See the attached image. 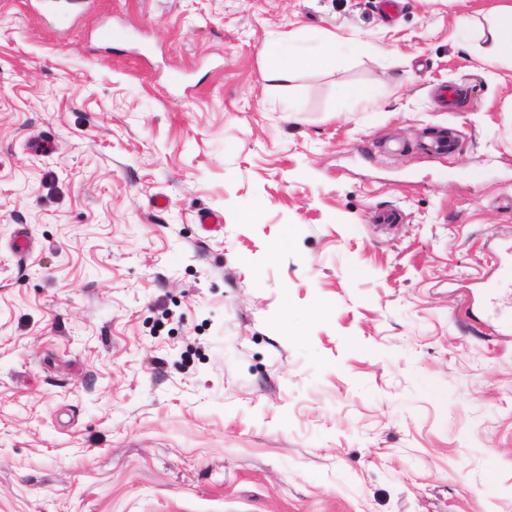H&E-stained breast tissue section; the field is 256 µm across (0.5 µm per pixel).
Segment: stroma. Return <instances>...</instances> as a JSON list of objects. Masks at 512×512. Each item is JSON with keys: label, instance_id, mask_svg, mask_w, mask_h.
Here are the masks:
<instances>
[{"label": "stroma", "instance_id": "1", "mask_svg": "<svg viewBox=\"0 0 512 512\" xmlns=\"http://www.w3.org/2000/svg\"><path fill=\"white\" fill-rule=\"evenodd\" d=\"M500 2L0 0V512H512ZM459 25L466 41L476 44V56L479 64L485 67H494L504 60L512 62V5L501 4L493 7V18L490 26L475 27L466 15L459 17ZM480 40L490 43L488 48L478 45ZM367 46L353 37H342L335 33L327 36V44L319 50L307 49L288 57L278 58L267 71L268 80L290 86L296 79L299 70L304 68H320L332 70L348 59L361 55Z\"/></svg>", "mask_w": 512, "mask_h": 512}]
</instances>
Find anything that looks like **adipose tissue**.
Segmentation results:
<instances>
[{"instance_id":"ef3b65f1","label":"adipose tissue","mask_w":512,"mask_h":512,"mask_svg":"<svg viewBox=\"0 0 512 512\" xmlns=\"http://www.w3.org/2000/svg\"><path fill=\"white\" fill-rule=\"evenodd\" d=\"M459 25L466 41L476 43V56L479 64L494 67L504 60H512V5L495 6L488 29L475 27L467 16H460ZM365 44L353 37L329 34L326 45L319 50L300 51L288 59H277L267 71L269 80L283 85L292 83L299 70L320 68L332 70L348 59L365 52Z\"/></svg>"}]
</instances>
